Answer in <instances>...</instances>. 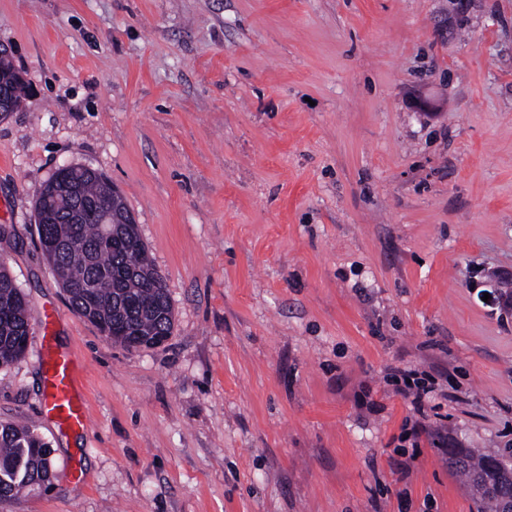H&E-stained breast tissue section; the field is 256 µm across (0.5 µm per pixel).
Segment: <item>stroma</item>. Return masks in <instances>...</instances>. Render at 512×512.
Wrapping results in <instances>:
<instances>
[{"label":"stroma","instance_id":"obj_1","mask_svg":"<svg viewBox=\"0 0 512 512\" xmlns=\"http://www.w3.org/2000/svg\"><path fill=\"white\" fill-rule=\"evenodd\" d=\"M467 3L0 0L27 87L0 119V262L30 325L0 424L54 470L0 512H476L446 450H512V0ZM64 166L134 215L162 344L71 307L35 223ZM48 311L82 435L41 414ZM397 369L434 389L415 448Z\"/></svg>","mask_w":512,"mask_h":512}]
</instances>
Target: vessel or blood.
<instances>
[{"mask_svg": "<svg viewBox=\"0 0 512 512\" xmlns=\"http://www.w3.org/2000/svg\"><path fill=\"white\" fill-rule=\"evenodd\" d=\"M43 350L44 418L57 430L83 433L88 423L77 362L69 353L51 345H44Z\"/></svg>", "mask_w": 512, "mask_h": 512, "instance_id": "vessel-or-blood-1", "label": "vessel or blood"}]
</instances>
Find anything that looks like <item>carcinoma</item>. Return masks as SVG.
I'll return each mask as SVG.
<instances>
[{"mask_svg": "<svg viewBox=\"0 0 512 512\" xmlns=\"http://www.w3.org/2000/svg\"><path fill=\"white\" fill-rule=\"evenodd\" d=\"M0 92L15 111L22 82L0 60ZM39 237L55 246L42 251L72 307L105 339L126 347L151 346L171 335L172 304L165 276L148 257L123 196L96 170L58 169L35 204ZM29 339L28 301L0 264V366L22 356ZM51 450L36 430L0 425V498L49 480ZM499 459L448 449V466L466 482L477 512H506L503 490L491 472Z\"/></svg>", "mask_w": 512, "mask_h": 512, "instance_id": "obj_1", "label": "carcinoma"}]
</instances>
